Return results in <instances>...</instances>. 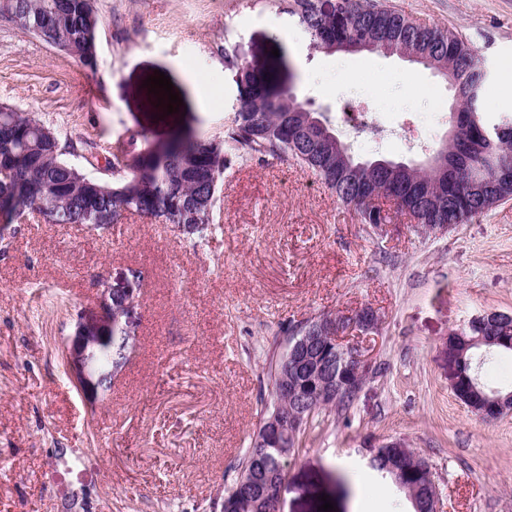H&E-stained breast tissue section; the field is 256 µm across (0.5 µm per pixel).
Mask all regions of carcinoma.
<instances>
[{
  "instance_id": "obj_1",
  "label": "carcinoma",
  "mask_w": 512,
  "mask_h": 512,
  "mask_svg": "<svg viewBox=\"0 0 512 512\" xmlns=\"http://www.w3.org/2000/svg\"><path fill=\"white\" fill-rule=\"evenodd\" d=\"M314 46L345 51L355 42L388 55L414 54L411 62L427 69L452 70L465 89L451 113L458 135L435 156L442 170L406 163L402 169L385 159L359 165L349 146L332 136L335 129L321 112L299 101L275 66L241 67L240 107L215 141L174 133L164 141H145L112 160V181L98 182L66 155L42 119L5 106L0 110V224L13 223L14 212L55 215L57 224H114L127 214L153 218L177 228L187 226L204 238L218 201L215 178L253 156L286 158L317 175L346 204L354 205L364 224L377 218L362 208V190L383 188L411 211L419 224H461L512 198V178L498 171L512 159V118L490 121L479 108L486 74L474 49L458 32L420 24L399 10L372 0H292ZM0 20L52 38L54 47L91 72L98 69L97 37L102 26L98 0H0ZM483 363L474 350L454 358L463 376L484 372L495 358L510 354L497 344ZM410 449L382 452L373 468L407 494L413 512H424L436 495L431 471Z\"/></svg>"
}]
</instances>
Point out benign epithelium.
I'll return each mask as SVG.
<instances>
[{"instance_id": "obj_1", "label": "benign epithelium", "mask_w": 512, "mask_h": 512, "mask_svg": "<svg viewBox=\"0 0 512 512\" xmlns=\"http://www.w3.org/2000/svg\"><path fill=\"white\" fill-rule=\"evenodd\" d=\"M364 202L381 218L385 206L397 208L396 199L384 190L370 191ZM379 322L377 313L365 307L354 313L320 315L311 319L303 332H293L286 339L280 366L284 383L276 392V400L308 399L321 408L355 396L367 381L371 364L358 347L342 344L340 333L356 330L367 335L378 329ZM112 340V334L99 333L93 320L79 325L78 336L65 354L68 374L78 388H85L94 376L100 384L112 379ZM482 398L481 407L475 410L482 419H495L512 411L511 393L503 395L495 390ZM306 421L303 412L276 411L260 425L253 442L259 453L247 483L249 493L279 503L282 482L265 463L267 449L288 455V447Z\"/></svg>"}]
</instances>
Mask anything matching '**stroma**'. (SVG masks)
I'll return each mask as SVG.
<instances>
[{
    "instance_id": "stroma-1",
    "label": "stroma",
    "mask_w": 512,
    "mask_h": 512,
    "mask_svg": "<svg viewBox=\"0 0 512 512\" xmlns=\"http://www.w3.org/2000/svg\"><path fill=\"white\" fill-rule=\"evenodd\" d=\"M461 33L489 74L490 117L512 113V0H384ZM97 72L0 22V104L76 142L73 163L145 136L220 140L239 107V64L280 56L299 101L334 119L360 159L426 161L449 131L453 91L399 56L316 48L290 0H98ZM194 69V81L183 75ZM182 98L162 115L145 81ZM211 93L199 111L194 84ZM368 102L372 140L337 121ZM204 244L145 217L112 226L28 215L0 236V512H222L272 398L266 372L284 328L368 306L372 363L348 403L320 409L288 459L279 512H410L382 497L371 463L399 439L428 462L439 512H512V413L473 414L448 385V336L490 311L512 313V200L444 232L354 206L292 160L224 173ZM130 288L119 326L130 346L108 389L82 392L63 348L98 312L102 286Z\"/></svg>"
}]
</instances>
